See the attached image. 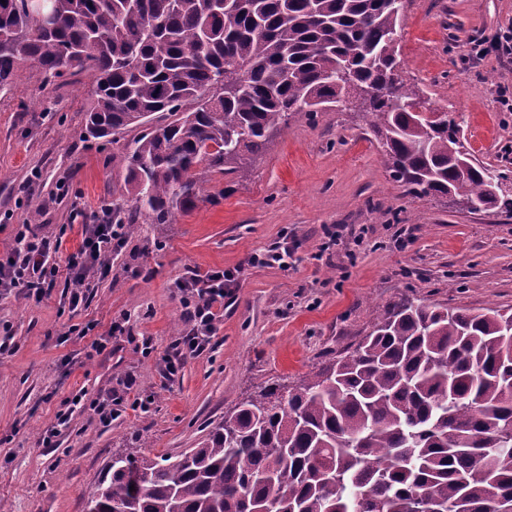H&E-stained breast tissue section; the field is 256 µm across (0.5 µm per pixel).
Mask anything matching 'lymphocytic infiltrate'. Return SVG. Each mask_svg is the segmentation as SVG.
<instances>
[{
  "mask_svg": "<svg viewBox=\"0 0 512 512\" xmlns=\"http://www.w3.org/2000/svg\"><path fill=\"white\" fill-rule=\"evenodd\" d=\"M81 247L62 254L61 236L40 237L29 230L18 231L15 246L0 260V295L13 291L42 302L49 296L59 270H66L70 288L69 303L84 301L89 288L110 271L112 254L126 242L124 225L113 223L111 208H103L92 223L84 225ZM232 272L221 269L206 275L190 273L176 283V295L184 317V329L174 351L164 360L163 372L174 377L186 357L208 350L218 331L219 318L214 310L223 302L224 286L233 282Z\"/></svg>",
  "mask_w": 512,
  "mask_h": 512,
  "instance_id": "f902f5d3",
  "label": "lymphocytic infiltrate"
}]
</instances>
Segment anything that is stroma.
<instances>
[{
  "mask_svg": "<svg viewBox=\"0 0 512 512\" xmlns=\"http://www.w3.org/2000/svg\"><path fill=\"white\" fill-rule=\"evenodd\" d=\"M512 22V0H406L405 68L434 106L452 113L481 163L512 176V63L469 58ZM84 72L47 78L24 62L0 92V259L18 225L62 234L124 191L111 139L85 138L93 103ZM67 192H60V185ZM209 196L174 224H145L112 257L86 302L70 307L65 279L41 303L0 296V505L6 512H86L115 455L173 456L195 447L261 385L290 386L370 329L376 310L408 293L463 308L512 310V215L407 193L382 164L358 110L293 119L236 174H211ZM287 241L286 265L252 267ZM238 270L213 346L161 371L184 322L174 284L187 270ZM125 320L123 336H109ZM148 411L110 425L95 407L126 376ZM81 396L80 409L68 401ZM71 411L52 446L43 431Z\"/></svg>",
  "mask_w": 512,
  "mask_h": 512,
  "instance_id": "1",
  "label": "stroma"
}]
</instances>
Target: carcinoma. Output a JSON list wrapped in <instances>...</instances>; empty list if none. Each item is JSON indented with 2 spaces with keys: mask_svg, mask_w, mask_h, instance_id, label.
<instances>
[{
  "mask_svg": "<svg viewBox=\"0 0 512 512\" xmlns=\"http://www.w3.org/2000/svg\"><path fill=\"white\" fill-rule=\"evenodd\" d=\"M31 32L0 0V90L18 65L91 75L85 129L136 130L112 154L128 201L112 219L172 224L214 172L263 154L301 114L353 99L390 178L471 212L512 213V187L461 159L460 125L404 74L403 0H50ZM268 385L162 461L118 456L101 512H512V314L387 304L372 330L282 393Z\"/></svg>",
  "mask_w": 512,
  "mask_h": 512,
  "instance_id": "carcinoma-1",
  "label": "carcinoma"
}]
</instances>
